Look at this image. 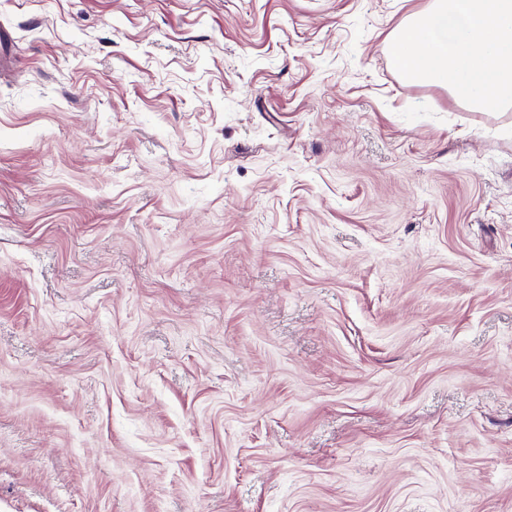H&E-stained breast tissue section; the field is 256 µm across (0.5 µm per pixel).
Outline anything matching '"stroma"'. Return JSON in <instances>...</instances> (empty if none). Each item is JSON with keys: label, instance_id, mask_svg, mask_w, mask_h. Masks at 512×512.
I'll return each mask as SVG.
<instances>
[{"label": "stroma", "instance_id": "35a3bbf8", "mask_svg": "<svg viewBox=\"0 0 512 512\" xmlns=\"http://www.w3.org/2000/svg\"><path fill=\"white\" fill-rule=\"evenodd\" d=\"M429 0H0V512H512V111Z\"/></svg>", "mask_w": 512, "mask_h": 512}]
</instances>
